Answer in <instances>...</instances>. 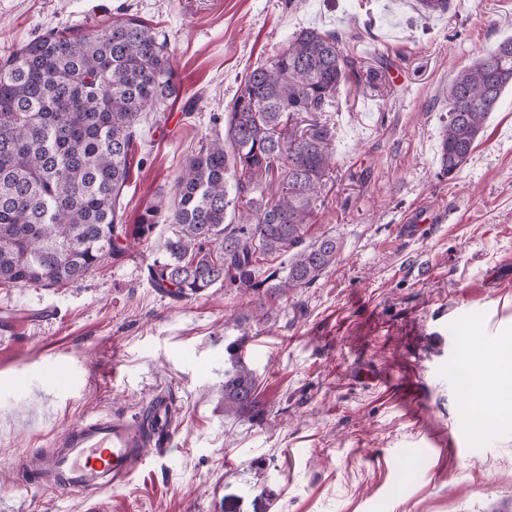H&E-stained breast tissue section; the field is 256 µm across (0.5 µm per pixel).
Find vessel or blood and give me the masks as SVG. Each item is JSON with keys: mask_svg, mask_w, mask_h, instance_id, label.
<instances>
[{"mask_svg": "<svg viewBox=\"0 0 512 512\" xmlns=\"http://www.w3.org/2000/svg\"><path fill=\"white\" fill-rule=\"evenodd\" d=\"M176 431L167 399L129 419L90 418L69 427L31 470L36 485L63 493L98 494L120 489L141 470L149 449L173 447Z\"/></svg>", "mask_w": 512, "mask_h": 512, "instance_id": "obj_1", "label": "vessel or blood"}]
</instances>
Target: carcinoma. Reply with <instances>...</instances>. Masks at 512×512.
I'll return each mask as SVG.
<instances>
[{
    "instance_id": "obj_1",
    "label": "carcinoma",
    "mask_w": 512,
    "mask_h": 512,
    "mask_svg": "<svg viewBox=\"0 0 512 512\" xmlns=\"http://www.w3.org/2000/svg\"><path fill=\"white\" fill-rule=\"evenodd\" d=\"M355 74L332 31H296L244 78L224 133L199 143L165 205L123 223L142 114L180 93L167 38L136 15L105 28L52 27L0 60V288H60L148 241L158 215L172 235L146 264L177 301L220 284L240 293L307 288L341 244L305 235L331 163L333 128L307 117L335 107ZM512 87V38L448 84L443 173L467 163L488 115ZM288 256L259 278L260 258ZM257 378L224 372V414L251 417Z\"/></svg>"
}]
</instances>
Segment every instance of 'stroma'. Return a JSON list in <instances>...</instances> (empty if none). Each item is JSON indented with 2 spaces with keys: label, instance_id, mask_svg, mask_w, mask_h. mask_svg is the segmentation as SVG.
I'll return each instance as SVG.
<instances>
[{
  "label": "stroma",
  "instance_id": "1",
  "mask_svg": "<svg viewBox=\"0 0 512 512\" xmlns=\"http://www.w3.org/2000/svg\"><path fill=\"white\" fill-rule=\"evenodd\" d=\"M127 13L166 35L181 87L143 118L129 224L173 193L248 72L301 28L336 31L357 73L321 115L336 136L308 237H336L340 260L263 302L219 285L179 302L146 280L162 220L151 247L73 284L0 288V512H512V415L467 427L459 379L512 341V88L458 174L439 154L448 85L512 37V0L428 17L417 0H0V56ZM425 208L441 221L405 237ZM233 342L262 421L224 414ZM159 395L176 446L125 489L29 484L71 424L134 417Z\"/></svg>",
  "mask_w": 512,
  "mask_h": 512
}]
</instances>
